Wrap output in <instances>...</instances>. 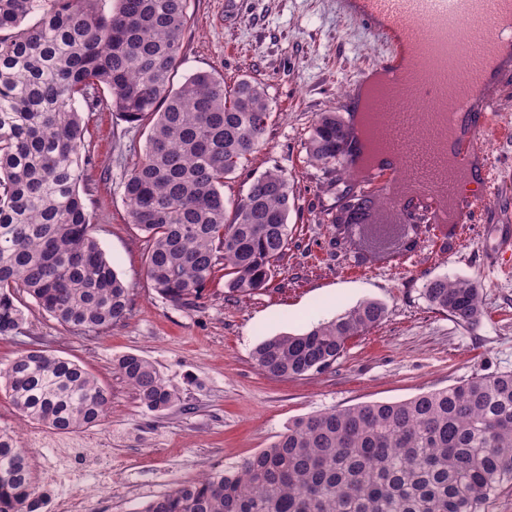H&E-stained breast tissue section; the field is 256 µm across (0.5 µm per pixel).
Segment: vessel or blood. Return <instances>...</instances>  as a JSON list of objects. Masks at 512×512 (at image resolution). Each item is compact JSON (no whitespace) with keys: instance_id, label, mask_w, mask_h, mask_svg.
Returning <instances> with one entry per match:
<instances>
[{"instance_id":"b4317fda","label":"vessel or blood","mask_w":512,"mask_h":512,"mask_svg":"<svg viewBox=\"0 0 512 512\" xmlns=\"http://www.w3.org/2000/svg\"><path fill=\"white\" fill-rule=\"evenodd\" d=\"M491 10L512 15V0H360L349 16L386 44L382 66H391L395 60L399 45L394 36L400 33L411 37L410 52L421 67L441 72L452 57L464 72L466 58L462 52H450L448 36L464 19ZM443 96V87L436 81L407 88L397 106L381 116L380 124L396 146L397 160L374 168L363 183L364 192L382 201L374 223L416 222L441 236L448 224L479 222L492 190L493 170L481 167L479 190L474 194L466 193V180L455 172L481 155L480 138L492 127L489 111L495 100L486 98L479 110H467V131L450 147L446 144L448 114L439 105ZM414 100L435 103L437 109L412 111ZM497 234V249L485 258L492 267L501 266L505 254L512 251V226H499Z\"/></svg>"}]
</instances>
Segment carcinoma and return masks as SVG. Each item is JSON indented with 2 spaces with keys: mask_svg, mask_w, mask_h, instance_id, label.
Instances as JSON below:
<instances>
[{
  "mask_svg": "<svg viewBox=\"0 0 512 512\" xmlns=\"http://www.w3.org/2000/svg\"><path fill=\"white\" fill-rule=\"evenodd\" d=\"M0 0V338L27 320L22 296L71 331L99 334L122 321L130 289L99 241L79 187L82 113L102 106L130 125L148 123L128 171L130 223L144 235L151 288L195 307L216 279L246 297L280 271L296 196L269 170L240 199L224 180L245 166L271 116L264 90L241 79L227 90L199 71L174 85L182 65L187 0ZM109 93V98L101 92ZM346 124L334 112L315 121L310 161L350 166ZM379 200L352 195L336 219L334 244L361 230L382 242L383 224H362ZM426 233L402 224L395 255ZM428 303L466 327L483 316L482 288L466 278L429 280ZM384 304L367 300L302 334L271 336L253 350L276 378L323 372L347 340L377 326ZM139 404L162 411L176 392L148 359L116 363ZM0 384L24 418L66 433L96 425L111 394L77 362L45 350L18 353ZM512 488V371L476 376L394 403L360 404L300 418L269 447L222 471L177 484L139 512H489ZM44 493L25 449L0 432V503L36 512Z\"/></svg>",
  "mask_w": 512,
  "mask_h": 512,
  "instance_id": "obj_1",
  "label": "carcinoma"
}]
</instances>
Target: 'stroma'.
Masks as SVG:
<instances>
[{
  "mask_svg": "<svg viewBox=\"0 0 512 512\" xmlns=\"http://www.w3.org/2000/svg\"><path fill=\"white\" fill-rule=\"evenodd\" d=\"M187 0L179 75L215 73L225 86L247 78L264 88L271 117L244 170L224 183L228 200L277 168L290 178L296 206L281 271L260 291L230 295L215 281L199 308L172 305L145 274L141 232L129 218L123 179L146 142L147 126H132L104 108L86 114L84 152L90 163L80 191L93 234L130 289L127 318L100 333L67 330L37 307L14 337L0 340V364L38 347L77 361L111 391L105 418L90 429L59 433L23 420L0 386V430L12 434L34 463L58 448L73 449L64 489L113 512L96 483L112 462L119 479L160 495L176 482L221 471L269 447L293 421L327 409L398 402L476 375L512 370V268L482 257L494 244L493 225H512V140L483 139L494 168L496 195L478 225L459 224L447 239L426 238L410 254L361 263L332 248L331 220L358 172L310 162L305 149L320 113L343 112L360 89L361 71L385 50L367 30L339 15L336 0ZM469 278L482 287L484 317L458 326L423 295L436 277ZM366 300L382 302L385 319L350 338L333 369L297 379L274 378L255 364L265 338L298 334ZM150 360L177 391L169 409L140 406L114 368L125 354Z\"/></svg>",
  "mask_w": 512,
  "mask_h": 512,
  "instance_id": "stroma-1",
  "label": "stroma"
}]
</instances>
